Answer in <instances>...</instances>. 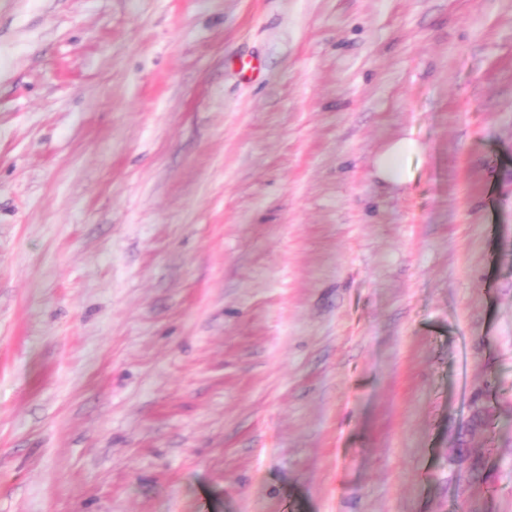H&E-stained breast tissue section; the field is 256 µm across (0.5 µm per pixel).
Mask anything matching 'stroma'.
<instances>
[{"label": "stroma", "instance_id": "35a3bbf8", "mask_svg": "<svg viewBox=\"0 0 512 512\" xmlns=\"http://www.w3.org/2000/svg\"><path fill=\"white\" fill-rule=\"evenodd\" d=\"M0 512H512V0H0ZM422 150V145L409 136L390 142L374 160L377 177L394 186L408 184L413 179L408 161L419 156Z\"/></svg>", "mask_w": 512, "mask_h": 512}]
</instances>
